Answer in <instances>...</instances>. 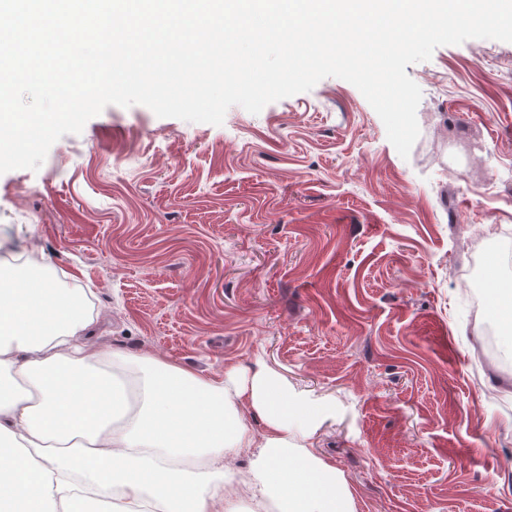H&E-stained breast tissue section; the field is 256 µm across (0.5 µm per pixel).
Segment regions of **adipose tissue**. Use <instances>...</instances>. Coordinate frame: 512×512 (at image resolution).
<instances>
[{
    "label": "adipose tissue",
    "mask_w": 512,
    "mask_h": 512,
    "mask_svg": "<svg viewBox=\"0 0 512 512\" xmlns=\"http://www.w3.org/2000/svg\"><path fill=\"white\" fill-rule=\"evenodd\" d=\"M81 289L58 287L42 257L0 266V512H80L86 492L111 493L114 512H235L224 496L229 460L253 449L257 503L276 512H354L336 469L315 457L309 403L264 364L205 378L146 357L135 390L103 367ZM265 425L254 438L242 411ZM206 456L193 472L187 457Z\"/></svg>",
    "instance_id": "1"
}]
</instances>
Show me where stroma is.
<instances>
[{
    "label": "stroma",
    "mask_w": 512,
    "mask_h": 512,
    "mask_svg": "<svg viewBox=\"0 0 512 512\" xmlns=\"http://www.w3.org/2000/svg\"><path fill=\"white\" fill-rule=\"evenodd\" d=\"M409 157L336 78L222 125L107 106L0 174V264L90 288L104 344L209 376L256 361L326 407L310 450L355 512H512V359L479 365L512 282V43L407 66Z\"/></svg>",
    "instance_id": "stroma-1"
}]
</instances>
